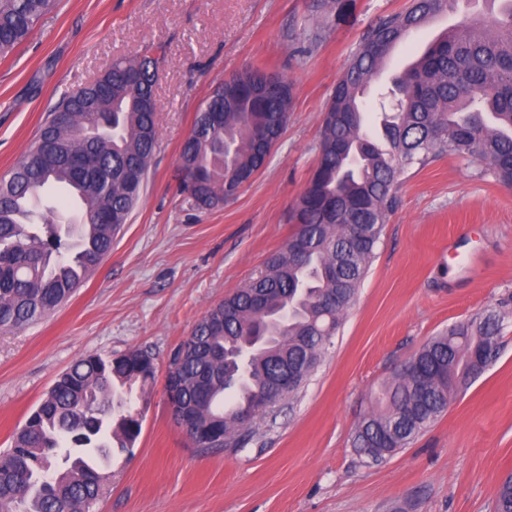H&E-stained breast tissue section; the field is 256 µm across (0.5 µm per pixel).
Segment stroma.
Listing matches in <instances>:
<instances>
[{"label":"stroma","instance_id":"35a3bbf8","mask_svg":"<svg viewBox=\"0 0 512 512\" xmlns=\"http://www.w3.org/2000/svg\"><path fill=\"white\" fill-rule=\"evenodd\" d=\"M340 2L319 13L312 0H60L0 60L1 177L65 93L112 60L160 59V148L111 256L53 314L0 333V451L81 356L153 355L134 455L114 458L96 512H492L512 473V189L450 155L401 174L356 303L248 445L201 454L171 416V353L287 242L337 81L362 35L408 0ZM437 33L424 26L396 48L367 90L370 116ZM247 65L292 83L286 130L235 200L191 209L176 193L181 145L211 88ZM495 306L496 359L407 448L378 463L358 455L351 436L378 385L449 325Z\"/></svg>","mask_w":512,"mask_h":512}]
</instances>
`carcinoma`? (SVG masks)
<instances>
[{"mask_svg":"<svg viewBox=\"0 0 512 512\" xmlns=\"http://www.w3.org/2000/svg\"><path fill=\"white\" fill-rule=\"evenodd\" d=\"M456 0H410L362 36L323 115L313 174L291 210L289 243L258 275L208 310L169 360L166 388L176 394L194 446L243 448L255 420L303 387L374 259L398 177L430 158H470L512 188V0H497L491 20L467 17L446 29L393 80L395 111L380 135L363 97L383 61L429 18ZM56 0H0V59L23 44ZM159 59H117L103 80L53 107L39 137L0 178V332L56 311L111 253L140 201L159 148L155 98ZM265 70L248 65L217 84L180 150L177 193L210 210L236 198L259 171V138H281L293 100L284 78L270 91ZM57 199L83 210L59 224ZM302 237L296 254L290 241ZM501 312L487 309L433 337L410 372L386 379L355 427L353 448L378 462L406 448L437 421L498 354ZM248 349L241 364L236 352ZM155 364L134 349L77 360L47 392L0 455V512H91L110 478L112 450L130 452L142 421L117 411L118 395L147 394ZM494 512H512V474Z\"/></svg>","mask_w":512,"mask_h":512,"instance_id":"1","label":"carcinoma"}]
</instances>
